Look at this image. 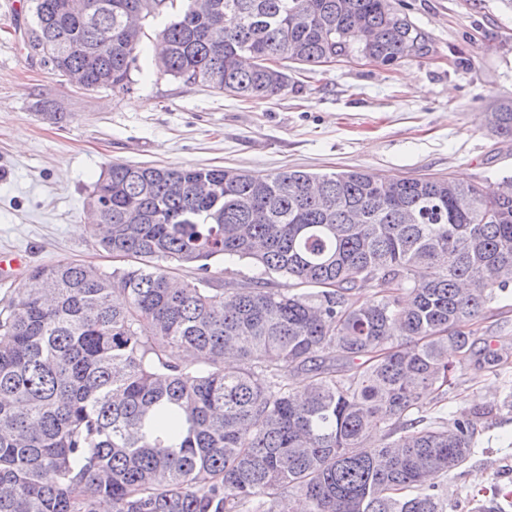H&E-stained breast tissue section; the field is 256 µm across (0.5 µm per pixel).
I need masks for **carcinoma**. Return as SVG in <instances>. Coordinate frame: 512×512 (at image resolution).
<instances>
[{
	"mask_svg": "<svg viewBox=\"0 0 512 512\" xmlns=\"http://www.w3.org/2000/svg\"><path fill=\"white\" fill-rule=\"evenodd\" d=\"M158 16L157 73L245 99L288 92L280 60L431 51L391 0H32L22 39L51 73L121 90ZM491 115L511 137L512 103ZM86 210L126 265L38 266L0 310V512H285L296 495L307 512H444L435 479L512 411L510 381L450 421L420 415L512 287V193L114 162ZM226 258L259 273L217 288ZM511 501L499 487L475 512Z\"/></svg>",
	"mask_w": 512,
	"mask_h": 512,
	"instance_id": "carcinoma-1",
	"label": "carcinoma"
}]
</instances>
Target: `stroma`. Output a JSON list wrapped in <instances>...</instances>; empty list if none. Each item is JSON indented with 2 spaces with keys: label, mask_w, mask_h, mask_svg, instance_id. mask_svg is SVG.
<instances>
[{
  "label": "stroma",
  "mask_w": 512,
  "mask_h": 512,
  "mask_svg": "<svg viewBox=\"0 0 512 512\" xmlns=\"http://www.w3.org/2000/svg\"><path fill=\"white\" fill-rule=\"evenodd\" d=\"M432 41L425 59L384 66L341 58L314 70L285 60L290 86L242 100L157 74L155 35L144 23L128 90H82L28 55L19 35L27 0L0 10V250L29 269L79 260L113 262L92 246L84 203L109 163L224 166L255 174L366 169L389 178L450 176L497 186L512 177V138L487 113L512 98V0H393ZM63 112L52 124L41 104ZM479 335L506 353L497 369L465 366L430 418L483 404L512 379V289L478 319ZM512 487V414L479 429L475 452L444 476L446 512H472L469 494Z\"/></svg>",
  "instance_id": "stroma-1"
}]
</instances>
